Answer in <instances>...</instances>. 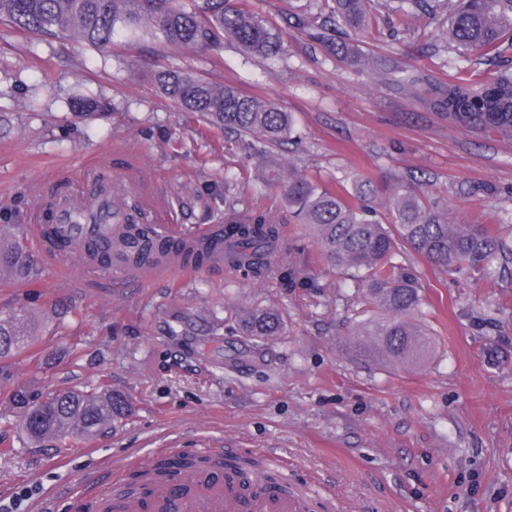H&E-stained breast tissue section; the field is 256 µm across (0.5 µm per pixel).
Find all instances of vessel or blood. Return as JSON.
<instances>
[{
	"mask_svg": "<svg viewBox=\"0 0 512 512\" xmlns=\"http://www.w3.org/2000/svg\"><path fill=\"white\" fill-rule=\"evenodd\" d=\"M127 218L124 198L116 190L111 173L95 176L86 186L64 184L56 192L51 213L35 211L27 231L37 247L54 261L63 263L78 254L87 238H95L102 250L111 251L108 265L88 266L90 282H109L123 288L163 275L169 269L184 264L187 252L203 247L212 250V262L224 259V245L218 242L220 226L212 224L191 230H174L158 223L153 212L143 211L142 224L148 227L157 242L173 245L174 251L153 265L134 267L127 264L121 249L112 248L118 240ZM98 505H115L117 512H239L241 497L236 486L227 480L214 479L211 473L197 472L176 483L156 486L147 502L114 501L112 489L96 482L92 493ZM254 512H296L297 503L284 494L267 489L254 498Z\"/></svg>",
	"mask_w": 512,
	"mask_h": 512,
	"instance_id": "b4317fda",
	"label": "vessel or blood"
}]
</instances>
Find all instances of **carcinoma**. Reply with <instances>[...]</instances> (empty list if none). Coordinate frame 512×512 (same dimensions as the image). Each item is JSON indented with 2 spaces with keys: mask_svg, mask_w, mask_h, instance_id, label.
I'll list each match as a JSON object with an SVG mask.
<instances>
[{
  "mask_svg": "<svg viewBox=\"0 0 512 512\" xmlns=\"http://www.w3.org/2000/svg\"><path fill=\"white\" fill-rule=\"evenodd\" d=\"M391 9L389 0H313V11L297 16L295 27L315 29L327 39L335 57L356 60L376 70L379 64L361 54V39L379 38L378 21ZM396 13L410 26L423 17L438 22L441 47L471 57L476 52L500 55L512 49V0H401ZM21 31L79 37L106 49L121 31L150 33L170 44L219 49L223 39L234 41L253 57L275 59L283 53L279 29L254 13L248 0H0V19ZM396 82L412 95L421 92L419 80L406 70ZM162 92L182 112H196L236 134L261 167L264 184L281 189L300 223L306 225L324 257L365 289L369 303L383 318L363 322L351 335L358 349H372L393 363H417L433 351L432 333L413 322L423 299L418 278L403 259L410 250L443 270L467 269L483 276L495 272L504 254L501 238L479 225L465 224L430 197L411 174L380 181L352 171L335 190L297 171L273 168L271 154L289 136L291 113L232 84L214 85L179 68L156 74ZM448 120L462 129H482L512 140V67L485 71L459 68L436 99ZM105 101L83 99L73 105L80 117L107 109ZM132 211L124 239L136 243L128 261L145 265L163 255L156 242L142 234L136 214L141 202H126ZM293 247L283 226L258 210L224 212L225 270L264 280L292 256ZM19 278L35 275L20 243L0 246V269ZM246 335L257 343L279 336L283 326L272 309L257 308L243 318ZM31 336L26 316H0V358L21 352ZM22 427L32 441L47 437L79 439L104 431L128 413L126 398L116 393H88L79 389L50 392L34 400L16 395ZM204 460H161L133 475L128 493L146 498L155 481H177L198 472ZM224 474L246 491H258L255 476L275 484L278 477L253 459L224 461Z\"/></svg>",
  "mask_w": 512,
  "mask_h": 512,
  "instance_id": "carcinoma-1",
  "label": "carcinoma"
}]
</instances>
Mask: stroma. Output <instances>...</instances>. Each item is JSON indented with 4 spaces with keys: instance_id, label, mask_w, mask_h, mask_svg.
<instances>
[{
    "instance_id": "35a3bbf8",
    "label": "stroma",
    "mask_w": 512,
    "mask_h": 512,
    "mask_svg": "<svg viewBox=\"0 0 512 512\" xmlns=\"http://www.w3.org/2000/svg\"><path fill=\"white\" fill-rule=\"evenodd\" d=\"M282 30L281 59L175 47L140 33L101 51L76 39L0 23V225L12 237L54 182L77 181L97 162L126 180L127 195L181 229L224 221V174L249 180L239 206L273 213L293 239V265L269 281L228 280L223 268L179 273L114 290L85 281L78 259L59 265L27 248L39 270L0 277V314L25 311L29 347L0 359V512H95L84 483L107 462L158 448L288 460V484L335 512H512V252L489 277L405 260L421 284L420 320L436 349L416 366L355 352L350 333L372 312L353 282L321 256L285 197L260 189L253 162L223 127L182 112L151 74L175 64L233 82L291 112L275 163L294 159L335 185L352 170L378 178L409 171L453 216L484 225L512 248V141L464 130L434 108L461 58L432 53L385 18L394 36L369 40L375 72L331 56L294 28L309 0H249ZM423 79L414 97L390 69ZM110 111L75 116L78 98ZM277 310L283 335L253 347L241 330L254 308ZM77 388L127 397L131 411L67 447L22 432L16 393Z\"/></svg>"
}]
</instances>
